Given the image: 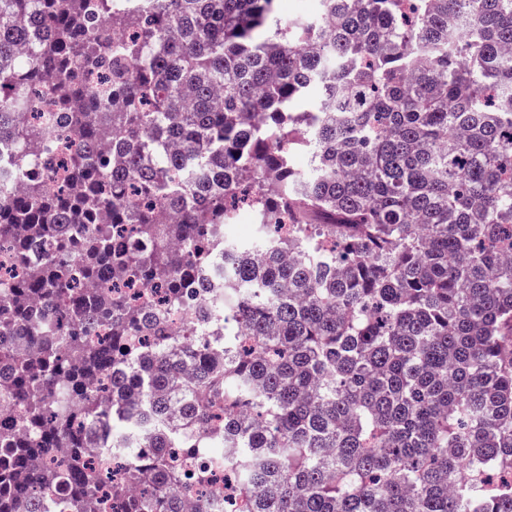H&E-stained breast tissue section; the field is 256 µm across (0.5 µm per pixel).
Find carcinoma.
Returning <instances> with one entry per match:
<instances>
[{"instance_id": "carcinoma-1", "label": "carcinoma", "mask_w": 512, "mask_h": 512, "mask_svg": "<svg viewBox=\"0 0 512 512\" xmlns=\"http://www.w3.org/2000/svg\"><path fill=\"white\" fill-rule=\"evenodd\" d=\"M276 2L0 0V182L26 183L0 192V249L39 265L0 287V402L22 408L0 512H88L97 450L126 458L121 512H184L211 448L251 512H512L482 488L512 474V0H318L288 22ZM48 80L76 196L29 180L48 130L15 114ZM249 204L262 236L216 256ZM102 210L138 244L59 233ZM79 251L86 281L124 268L179 303L222 278L224 299L183 339L86 288L84 316L17 352L35 298L64 312Z\"/></svg>"}]
</instances>
